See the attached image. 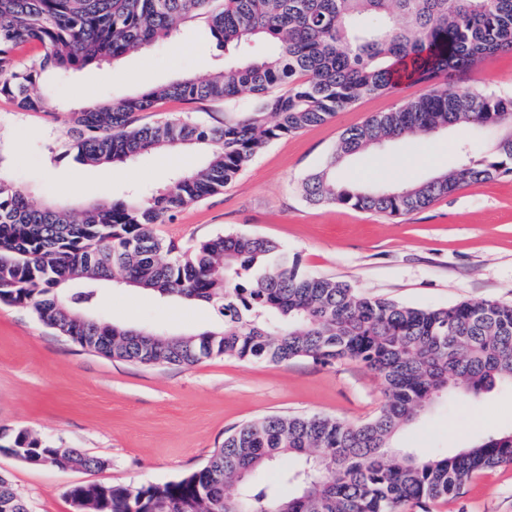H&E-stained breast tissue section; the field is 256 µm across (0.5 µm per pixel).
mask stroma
<instances>
[{
	"label": "stroma",
	"mask_w": 512,
	"mask_h": 512,
	"mask_svg": "<svg viewBox=\"0 0 512 512\" xmlns=\"http://www.w3.org/2000/svg\"><path fill=\"white\" fill-rule=\"evenodd\" d=\"M223 64V51L198 20L172 41L101 69L48 76L35 91L67 112ZM448 83L512 95V52L487 57ZM426 91V85L407 83L272 141L222 192L186 206L173 223L157 225V234L185 246L222 234L267 237L308 272L408 306L512 302V179L469 183L427 209L397 217L312 203L303 195L302 180L323 165L344 129ZM66 130L63 121L19 111L0 97V174L34 205L115 200L132 188L149 192L200 162L198 155L169 150L121 165H83L64 154ZM484 138L459 127L418 134L348 161L339 178L375 188L425 180L450 169L463 144ZM92 314L104 323L175 334L222 324L211 306L129 288L103 290ZM383 400L382 379L359 363L214 356L189 367L141 366L83 350L28 309L0 302V435L25 429L48 445L106 462L91 471L48 469L1 451L0 474L10 478L29 512H75L69 491L82 483L180 480L208 461L225 434L258 417L363 422L379 413ZM511 431L512 389L500 386L466 403L440 401L403 432L401 444L427 456ZM429 512H512V466L476 474L459 495L431 503Z\"/></svg>",
	"instance_id": "obj_1"
}]
</instances>
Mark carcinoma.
Segmentation results:
<instances>
[{
    "mask_svg": "<svg viewBox=\"0 0 512 512\" xmlns=\"http://www.w3.org/2000/svg\"><path fill=\"white\" fill-rule=\"evenodd\" d=\"M198 19L224 49V68L71 112L67 135L82 164L118 165L176 146L205 151L206 162L148 195L78 210L35 207L0 176V301L30 309L86 350L146 366H189L214 355L352 361L383 380L385 399L377 416L355 424L320 415L248 421L178 481L70 492L78 512H400L453 497L475 474L511 464L512 432L431 456L397 439L441 398L512 387V303L407 306L304 272L265 237L219 235L182 249L154 226L218 193L269 142L404 80L430 90L342 131L324 167L303 182L309 201L402 216L463 184L512 176V97L438 84L445 71L464 74L512 51V0H0V96L22 111L53 113L47 99L31 94L45 73L110 64ZM253 41L270 51L250 57L245 48ZM242 99L247 109L224 113L219 124L193 109ZM168 102L188 109L145 121ZM448 127L492 128L498 136L480 156L467 149L450 171L422 182L391 189L336 182L348 157ZM107 285L209 304L224 326L184 334L149 355L136 339L141 330L87 313ZM3 450L22 453L30 465L106 464L50 447L26 429ZM271 468L275 481L257 480ZM230 486L236 493H227ZM0 512H28L2 474Z\"/></svg>",
    "mask_w": 512,
    "mask_h": 512,
    "instance_id": "carcinoma-1",
    "label": "carcinoma"
}]
</instances>
